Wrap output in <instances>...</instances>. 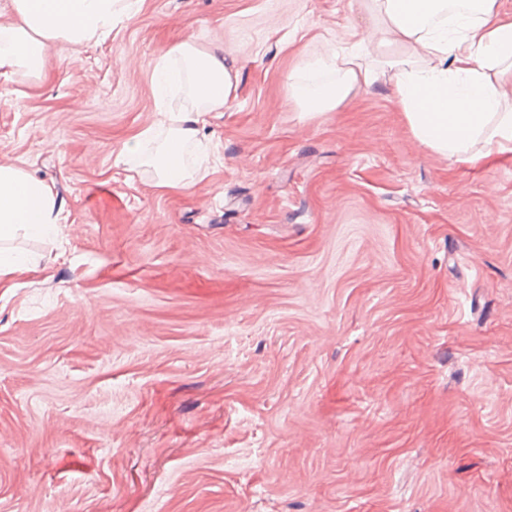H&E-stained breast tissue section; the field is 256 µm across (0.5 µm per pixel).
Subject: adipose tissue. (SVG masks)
<instances>
[{
    "label": "adipose tissue",
    "instance_id": "1",
    "mask_svg": "<svg viewBox=\"0 0 512 512\" xmlns=\"http://www.w3.org/2000/svg\"><path fill=\"white\" fill-rule=\"evenodd\" d=\"M137 0H9L10 17L0 22V77L39 75L57 45L111 38L117 23L131 18ZM369 42L388 51L377 60L356 53L320 61L332 79L296 81L293 97L302 112L338 109L358 89L392 84L397 104L414 137L427 149L474 163L512 153V20L498 0H367ZM159 88L189 84L194 107H168L166 136L148 152L153 128L137 133L118 160L128 171L153 169L170 190L191 186L186 156L198 145L206 114L223 111L235 96L239 73L223 53L188 41L173 46L154 69ZM65 217L52 186L16 165H0V276L29 270L30 258L8 249L22 236L56 233Z\"/></svg>",
    "mask_w": 512,
    "mask_h": 512
}]
</instances>
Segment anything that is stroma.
Wrapping results in <instances>:
<instances>
[{
  "mask_svg": "<svg viewBox=\"0 0 512 512\" xmlns=\"http://www.w3.org/2000/svg\"><path fill=\"white\" fill-rule=\"evenodd\" d=\"M362 0H143L0 78V165L52 241L0 288V512H512V155L460 164L390 91L299 111ZM188 40L235 59L190 188L117 163ZM53 187L16 165H0V244L18 235L40 239L64 224Z\"/></svg>",
  "mask_w": 512,
  "mask_h": 512,
  "instance_id": "obj_1",
  "label": "stroma"
}]
</instances>
